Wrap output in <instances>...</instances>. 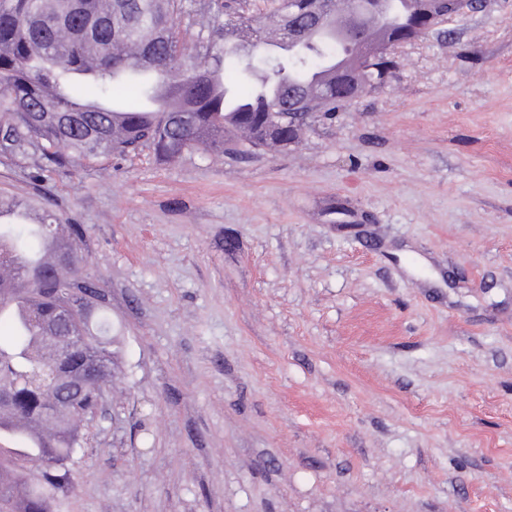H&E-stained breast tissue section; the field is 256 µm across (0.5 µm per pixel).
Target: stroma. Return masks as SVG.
<instances>
[{"label":"stroma","mask_w":512,"mask_h":512,"mask_svg":"<svg viewBox=\"0 0 512 512\" xmlns=\"http://www.w3.org/2000/svg\"><path fill=\"white\" fill-rule=\"evenodd\" d=\"M397 56L285 149L0 157L116 338L58 512H512V0Z\"/></svg>","instance_id":"1"}]
</instances>
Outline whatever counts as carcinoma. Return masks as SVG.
<instances>
[{
    "instance_id": "carcinoma-1",
    "label": "carcinoma",
    "mask_w": 512,
    "mask_h": 512,
    "mask_svg": "<svg viewBox=\"0 0 512 512\" xmlns=\"http://www.w3.org/2000/svg\"><path fill=\"white\" fill-rule=\"evenodd\" d=\"M392 2L402 18L384 26L403 29L409 0ZM301 3L276 0L271 17L288 54L264 70L250 67V56L226 51L225 42L236 30L237 44L266 50L265 16L218 6L189 53L179 30V20L191 14L186 0H0V130L11 141L0 156L35 157L43 171L93 167L143 147L175 161L192 149L222 153L237 132L246 134L241 152L248 153L258 129L290 123L288 100L271 87L288 84L300 112L329 114L351 104L336 96V73L329 72L347 46L325 32L288 40V9ZM135 45L149 54L151 73L128 52ZM83 235L80 226H62L46 212L36 223L0 224V268L22 254H47L57 266ZM72 272L58 277L33 267L0 277V307L18 301L27 316L12 323L13 336L0 339V439L8 436L4 422L15 423L23 455H0V512H55L82 447L79 418L112 382V322L97 289L89 293L94 311L61 330L82 337L84 349L64 357L48 341L70 300L60 284L84 289ZM65 379L85 383L54 418L49 409ZM43 424L52 439L39 446L31 437Z\"/></svg>"
}]
</instances>
